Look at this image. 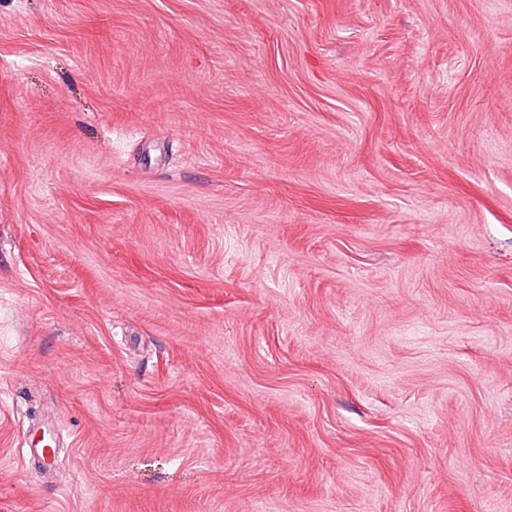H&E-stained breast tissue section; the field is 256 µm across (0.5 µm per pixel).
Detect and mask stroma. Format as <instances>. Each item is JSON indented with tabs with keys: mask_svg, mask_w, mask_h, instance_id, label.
Wrapping results in <instances>:
<instances>
[{
	"mask_svg": "<svg viewBox=\"0 0 512 512\" xmlns=\"http://www.w3.org/2000/svg\"><path fill=\"white\" fill-rule=\"evenodd\" d=\"M0 512H512V0H0Z\"/></svg>",
	"mask_w": 512,
	"mask_h": 512,
	"instance_id": "obj_1",
	"label": "stroma"
}]
</instances>
